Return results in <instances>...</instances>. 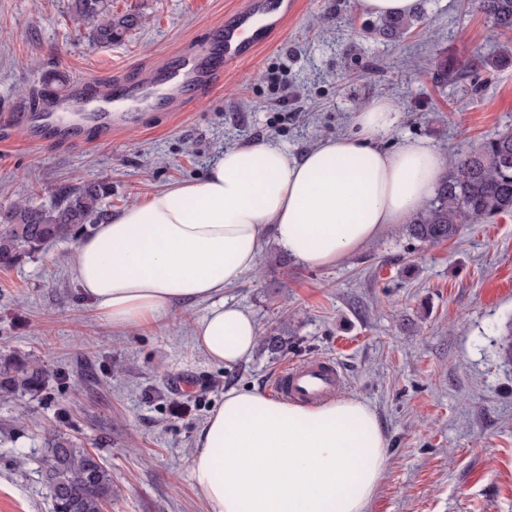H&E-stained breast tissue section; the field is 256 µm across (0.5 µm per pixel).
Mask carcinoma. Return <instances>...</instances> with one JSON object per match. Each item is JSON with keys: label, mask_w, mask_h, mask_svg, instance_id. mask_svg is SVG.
Here are the masks:
<instances>
[{"label": "carcinoma", "mask_w": 512, "mask_h": 512, "mask_svg": "<svg viewBox=\"0 0 512 512\" xmlns=\"http://www.w3.org/2000/svg\"><path fill=\"white\" fill-rule=\"evenodd\" d=\"M472 8L486 15L497 34L512 35V0H469ZM73 16L89 29L93 41L109 46L123 39L142 23L132 13L112 12V0H69ZM423 21L422 9L406 17L382 19L384 38L398 41ZM106 187L89 183L67 192L51 206L29 200L0 211V267L10 268L23 256L37 252L47 239L76 233L85 224L105 220L102 200ZM512 214V131L485 140L477 149L454 160L427 208L408 224V235L421 243L438 245L457 237L466 224H485L500 215ZM261 349L270 355L288 350L285 330L260 339ZM498 349L512 362V320L497 340ZM45 382L41 360L17 355L0 364V394L16 395L38 391ZM45 453L41 472L52 489L54 512H104L112 501V471L95 453L75 443L53 427L43 433Z\"/></svg>", "instance_id": "obj_1"}]
</instances>
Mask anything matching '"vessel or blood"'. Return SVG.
<instances>
[{
    "instance_id": "b4317fda",
    "label": "vessel or blood",
    "mask_w": 512,
    "mask_h": 512,
    "mask_svg": "<svg viewBox=\"0 0 512 512\" xmlns=\"http://www.w3.org/2000/svg\"><path fill=\"white\" fill-rule=\"evenodd\" d=\"M295 6V0H246L241 8L225 15L212 41L180 48L170 63L142 70L136 79L118 78L104 86V93L112 100L111 110L81 112L74 120H63V113L86 94L85 85L79 84L70 92L40 97L8 127L14 135L35 144L70 147L80 143L86 128L116 131L135 124L140 104L163 98L191 104L195 92L221 85L225 72L268 46ZM340 384L336 365L322 358L290 365L275 378L282 395L304 402L326 398Z\"/></svg>"
}]
</instances>
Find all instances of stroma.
<instances>
[{"label":"stroma","instance_id":"1","mask_svg":"<svg viewBox=\"0 0 512 512\" xmlns=\"http://www.w3.org/2000/svg\"><path fill=\"white\" fill-rule=\"evenodd\" d=\"M242 2L112 0L114 12L147 23L101 47L68 0H0V117L30 107L48 74L106 83L206 43ZM424 8L421 33L390 42L355 0H297L273 44L192 108H146L135 127L82 146L0 138V208L48 205L102 181L112 214L202 177L226 147L275 140L299 154L352 132L356 112L376 100L400 114L381 146L423 138L449 158L476 149L512 129V65L495 66L502 40L467 0ZM443 58L445 83L435 78ZM78 243L53 239L0 269V361L31 354L45 369L40 391L0 397V512H52L39 468L48 427L102 457L111 512H207L190 457L225 388L270 390L276 371L308 358L336 363L338 396L369 405L386 436L369 512H512V363L494 342L512 320V216L435 246L397 224L318 268L268 242L225 295L259 334L287 324L290 346L275 358L254 350L231 368L192 336L204 302L160 325L113 329L71 276Z\"/></svg>","mask_w":512,"mask_h":512}]
</instances>
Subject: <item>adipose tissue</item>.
<instances>
[{
  "mask_svg": "<svg viewBox=\"0 0 512 512\" xmlns=\"http://www.w3.org/2000/svg\"><path fill=\"white\" fill-rule=\"evenodd\" d=\"M391 102L357 112L355 133L296 155L272 141L231 146L197 180L156 191L97 225L72 273L113 328L164 323L208 302L195 339L230 368L257 341L252 317L224 298L274 240L306 267L336 264L408 222L435 193L445 156L429 141H379ZM376 414L350 398L303 404L230 387L197 432L190 468L208 512H367L388 460Z\"/></svg>",
  "mask_w": 512,
  "mask_h": 512,
  "instance_id": "ef3b65f1",
  "label": "adipose tissue"
}]
</instances>
